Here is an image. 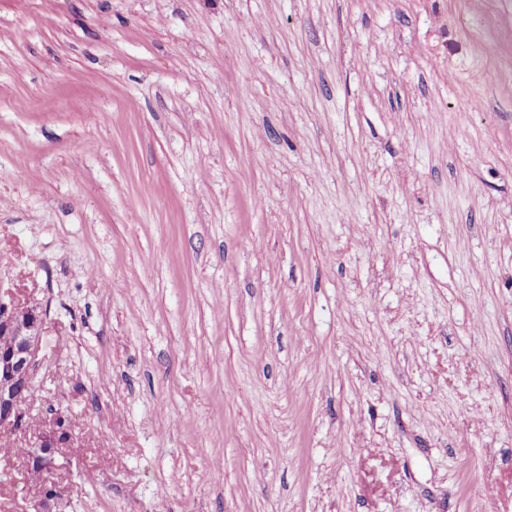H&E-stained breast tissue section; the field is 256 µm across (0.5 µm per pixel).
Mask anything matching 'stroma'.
Wrapping results in <instances>:
<instances>
[{
	"label": "stroma",
	"instance_id": "35a3bbf8",
	"mask_svg": "<svg viewBox=\"0 0 512 512\" xmlns=\"http://www.w3.org/2000/svg\"><path fill=\"white\" fill-rule=\"evenodd\" d=\"M0 286L67 512H512V0H0Z\"/></svg>",
	"mask_w": 512,
	"mask_h": 512
}]
</instances>
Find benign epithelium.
<instances>
[{
  "mask_svg": "<svg viewBox=\"0 0 512 512\" xmlns=\"http://www.w3.org/2000/svg\"><path fill=\"white\" fill-rule=\"evenodd\" d=\"M44 315L38 303L0 288V431L26 437L27 467L42 474V482L23 487L32 512H62L67 499L59 478L73 457L69 426L59 413L50 412L32 428L28 406L45 333Z\"/></svg>",
  "mask_w": 512,
  "mask_h": 512,
  "instance_id": "7a95c632",
  "label": "benign epithelium"
}]
</instances>
